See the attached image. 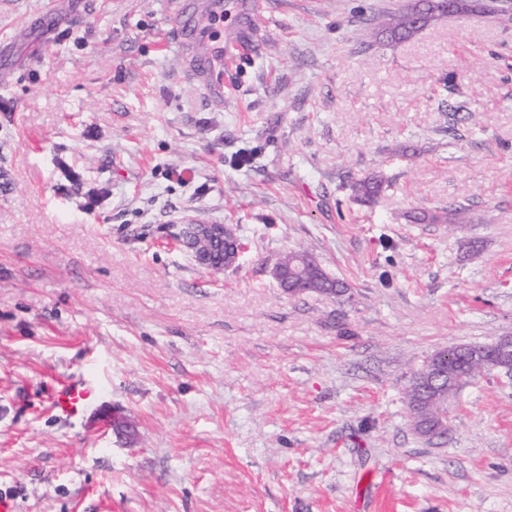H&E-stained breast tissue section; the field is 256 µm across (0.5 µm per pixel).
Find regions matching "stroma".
Returning <instances> with one entry per match:
<instances>
[{
    "label": "stroma",
    "instance_id": "obj_1",
    "mask_svg": "<svg viewBox=\"0 0 512 512\" xmlns=\"http://www.w3.org/2000/svg\"><path fill=\"white\" fill-rule=\"evenodd\" d=\"M0 0V493L16 512H512V378L404 390L512 336V0L404 41L412 0ZM67 20L50 38L26 20ZM224 94L189 76L216 47ZM249 152L251 162L236 160ZM379 175L378 202L350 184ZM464 208L461 224L413 209ZM236 228L199 266L186 216ZM307 251L343 296H291ZM100 392L74 417L52 397ZM117 408L135 433L103 430ZM414 14H419L425 22H428L436 16H443L445 11L438 0H416L397 12L372 16L367 19L369 33L372 35L381 31L392 40H406L421 29V27L414 26L412 20ZM497 345L500 346L502 350L511 351L512 336H503L498 341L492 344H486L485 346H454L437 351L427 363L421 375L417 377L414 383L415 389L422 393V397L425 399V402L428 403L437 401L439 397H448L449 399L452 394L448 396V391L453 393L457 391L462 385L460 382L462 376L458 379L447 380L446 386H443V377L447 375L448 378V367L450 366L465 369V361L468 359L475 361L468 366L469 378L481 374L480 368L482 364L484 365V372L498 370L504 372L506 375H511L512 362L509 364L502 363L497 359L495 353L489 352ZM442 369L446 370L444 375L440 373ZM413 379L405 390V400L411 414V419L416 414L432 415L441 408L443 403H423V400L412 388ZM451 384L452 386L450 387ZM97 392V387L74 381L64 385L54 394L52 405L62 416H72L78 412Z\"/></svg>",
    "mask_w": 512,
    "mask_h": 512
}]
</instances>
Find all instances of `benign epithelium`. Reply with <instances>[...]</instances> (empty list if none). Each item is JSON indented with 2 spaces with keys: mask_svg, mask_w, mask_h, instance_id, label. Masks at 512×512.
I'll use <instances>...</instances> for the list:
<instances>
[{
  "mask_svg": "<svg viewBox=\"0 0 512 512\" xmlns=\"http://www.w3.org/2000/svg\"><path fill=\"white\" fill-rule=\"evenodd\" d=\"M178 244L187 250L199 265H204L203 257L216 246L224 247V267L230 268L238 264L242 255V246L236 235V229L232 224H212L206 221L192 218L183 225ZM503 350H512V336H503L498 341L485 346H454L437 351L420 376L417 377L414 387L422 393V397L428 403H433L441 397L448 396L450 392H456L461 386L458 379L448 381L443 385L441 370L450 366L466 367L465 361H479L484 365V371H501L507 375L512 374V362L502 363L495 353L494 347ZM448 426V414L439 411V421L421 419L418 424V433L424 438H432L444 431Z\"/></svg>",
  "mask_w": 512,
  "mask_h": 512,
  "instance_id": "benign-epithelium-1",
  "label": "benign epithelium"
}]
</instances>
